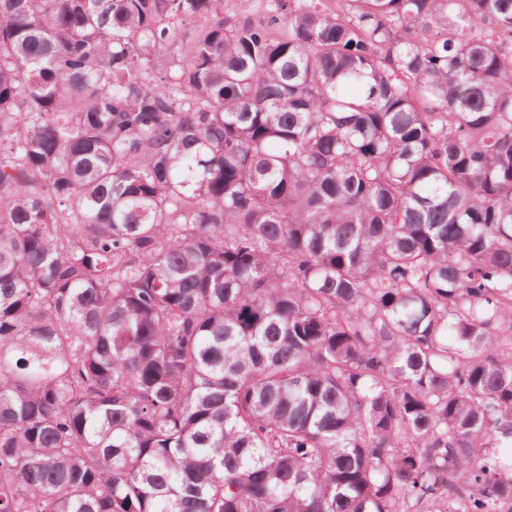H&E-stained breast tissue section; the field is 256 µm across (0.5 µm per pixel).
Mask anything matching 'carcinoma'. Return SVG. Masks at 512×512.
Returning a JSON list of instances; mask_svg holds the SVG:
<instances>
[{
	"label": "carcinoma",
	"mask_w": 512,
	"mask_h": 512,
	"mask_svg": "<svg viewBox=\"0 0 512 512\" xmlns=\"http://www.w3.org/2000/svg\"><path fill=\"white\" fill-rule=\"evenodd\" d=\"M242 3L0 0V512H512V0Z\"/></svg>",
	"instance_id": "obj_1"
}]
</instances>
